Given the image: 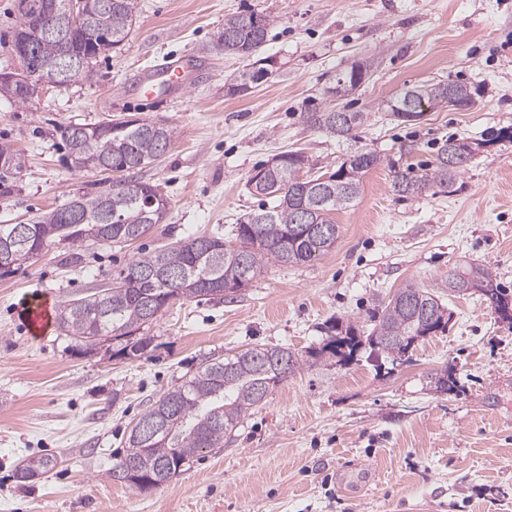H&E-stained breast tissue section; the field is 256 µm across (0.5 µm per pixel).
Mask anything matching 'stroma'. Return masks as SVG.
<instances>
[{"label": "stroma", "instance_id": "1", "mask_svg": "<svg viewBox=\"0 0 512 512\" xmlns=\"http://www.w3.org/2000/svg\"><path fill=\"white\" fill-rule=\"evenodd\" d=\"M124 44L92 79L41 89L25 106L0 96V142L23 154L0 192V224H24L71 196L112 183L68 166L60 130L113 119L159 120L175 138L143 169L169 199L164 223L127 245L57 246L0 278V512H512V326L480 294L449 296L450 270L491 269L512 290V141L477 152L452 192L403 199L394 168L426 166L450 138L512 129V0H137ZM271 15L262 56L276 62L244 95L224 85L244 62L217 41L226 15ZM193 59L187 91L146 100V68ZM372 63L344 97L337 73ZM455 81L473 106L429 108L402 123L378 111L404 89ZM369 113L354 139L307 127L309 110ZM380 162L357 200L335 212L339 237L317 260L274 266L236 297L177 299L147 330L139 359L104 342L87 352L59 329L30 336L21 307L53 306L107 288L142 249L237 223L262 207L246 181L275 154L302 150L336 169L356 149ZM434 291L448 332L407 359L363 348L342 365L322 356L269 391L223 447L204 451L169 484L138 492L114 482L115 455L138 416L206 361L264 345L322 347L331 319L368 326L378 302L407 283ZM458 387L436 392L432 376ZM57 466L21 483L19 465Z\"/></svg>", "mask_w": 512, "mask_h": 512}]
</instances>
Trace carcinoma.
I'll return each instance as SVG.
<instances>
[{
    "instance_id": "carcinoma-1",
    "label": "carcinoma",
    "mask_w": 512,
    "mask_h": 512,
    "mask_svg": "<svg viewBox=\"0 0 512 512\" xmlns=\"http://www.w3.org/2000/svg\"><path fill=\"white\" fill-rule=\"evenodd\" d=\"M89 14L104 40L92 46L93 57L81 79L94 75L96 59L119 48L128 37L137 16V0H88ZM271 16L255 10L224 17L218 42L224 50L242 45L257 55L267 36ZM38 59L57 58L60 47L53 40L36 42ZM256 72L242 70L228 87L231 95H241ZM367 78V68L344 69L337 80L349 88ZM440 83L423 84L404 90L380 103L381 110L406 123L401 106L407 98L430 102ZM346 128L336 126L326 112H306L304 121L331 137L346 139L363 126L366 112L349 113ZM174 128L156 121H128L119 128L101 125L87 129L85 139L73 138L69 128L62 137L75 168L87 170L97 163L127 169V181L112 184L108 190L84 192L73 197L80 219L64 217L65 202L27 224V237L14 240L0 224V277L9 276L31 260L36 248L48 249L65 244L78 256L90 241L126 243L148 234L166 219L169 200L157 186L141 180L140 171L152 164L174 139ZM483 142L450 138L439 149L435 160L421 175L411 168L398 173L391 184L401 198H418L429 189L453 187L465 166H448V148L471 158ZM282 162L266 171L257 182L248 180L250 192L266 197L269 204L233 225L228 234L235 245L224 242V234L189 235L169 246L144 251L134 257L112 279V285L90 295L73 299L59 308L58 328L78 346L93 350L109 339L124 342L117 354L126 359L142 357L152 338L141 335L151 324V315L162 312L174 298L236 296L271 266L306 263L336 243L338 225L332 214L349 207L359 196L362 178L378 164L375 152L359 149L349 155L330 177L314 170L309 157L299 151L281 153ZM332 227L329 235L295 232L303 220ZM485 283L499 298H510L509 290L496 282L493 272L483 265H472L463 273L448 274V295H462L463 278ZM451 315L440 297L415 283L397 289L371 317L372 327L363 335L354 325L338 321L329 327L331 335L318 350L303 354L288 347H253L224 359H212L199 367L183 384L168 389L151 404L132 426L123 456L112 466V479L139 492L148 483L178 475L207 448H217L265 399L270 388L286 377L280 363L293 370L309 359L329 354L341 364L354 360L365 346L374 347L396 361L432 331H448ZM53 455L32 458L17 469L23 473L44 474L56 467Z\"/></svg>"
}]
</instances>
